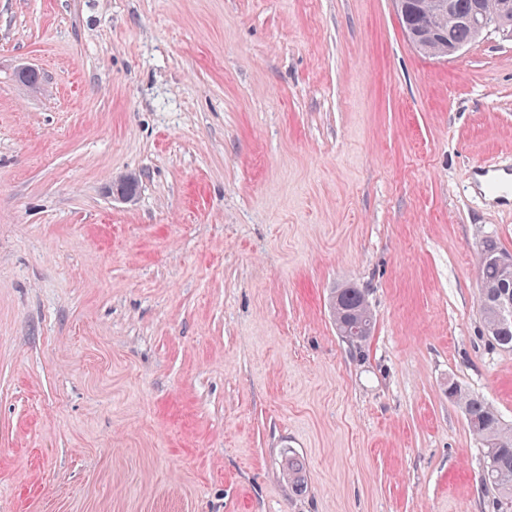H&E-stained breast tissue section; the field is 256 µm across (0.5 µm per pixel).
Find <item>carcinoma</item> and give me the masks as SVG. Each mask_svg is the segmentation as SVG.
Wrapping results in <instances>:
<instances>
[{"instance_id": "carcinoma-1", "label": "carcinoma", "mask_w": 512, "mask_h": 512, "mask_svg": "<svg viewBox=\"0 0 512 512\" xmlns=\"http://www.w3.org/2000/svg\"><path fill=\"white\" fill-rule=\"evenodd\" d=\"M409 26H420L427 22L434 26L441 42L420 47L430 56H440L441 43L467 46L481 36L474 27L465 22L476 3H483L488 15L498 9V0H450L451 12L438 7L439 0H410ZM503 252L496 239L487 237L478 252L481 281L480 302L483 319L490 338L499 346L512 347V330L502 332L497 325V297L504 292V277L491 258ZM336 330L345 336V330L355 328L368 338L373 329V314L365 289L346 285L332 292L330 297ZM448 396L459 403L465 411L469 430L483 441L485 455L482 482L512 504V427H506L498 412L486 398L474 391L451 383ZM283 471L296 488H303V464L295 456L285 457Z\"/></svg>"}]
</instances>
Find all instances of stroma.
<instances>
[{"label":"stroma","instance_id":"stroma-1","mask_svg":"<svg viewBox=\"0 0 512 512\" xmlns=\"http://www.w3.org/2000/svg\"><path fill=\"white\" fill-rule=\"evenodd\" d=\"M485 164L498 33L445 59L393 0H0V512H496L448 396L512 426ZM502 252L505 251H503L502 247L499 246L498 242L493 237H487L482 241L480 251L478 252V266L481 281L480 302L484 323L490 338L501 347L511 348L512 328L511 331L503 333L499 330L497 325V311L500 327L504 329L511 327L512 298L511 296H504L498 301V305L496 299L504 290H510L511 292L512 283H510V281H504L503 274L499 267L490 261L492 257ZM492 261L507 271L512 270L511 254H501L494 257ZM504 282L507 286H510V288H503ZM330 308L338 334L348 342L355 340L350 341V336L345 335L346 329L355 328L362 333L363 337L356 340L358 342L371 335L373 314L364 288L357 285L336 288L330 297Z\"/></svg>","mask_w":512,"mask_h":512}]
</instances>
